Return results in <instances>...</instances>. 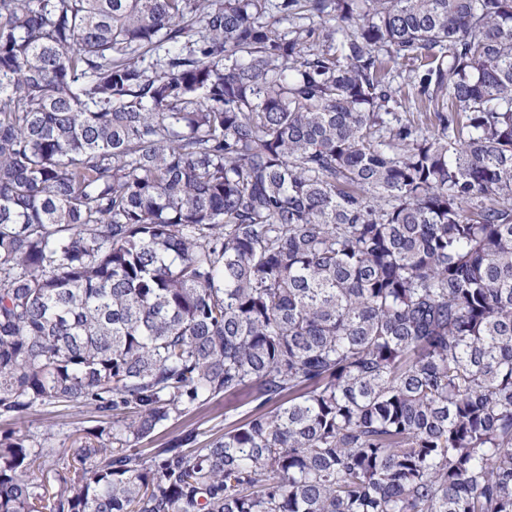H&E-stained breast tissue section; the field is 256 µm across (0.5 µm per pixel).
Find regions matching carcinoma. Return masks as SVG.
<instances>
[{"label":"carcinoma","instance_id":"1","mask_svg":"<svg viewBox=\"0 0 512 512\" xmlns=\"http://www.w3.org/2000/svg\"><path fill=\"white\" fill-rule=\"evenodd\" d=\"M60 403L0 512H512V0H0V419ZM251 407L246 392L214 399L190 414L170 422L167 428L158 431L152 441L144 442L140 448H159L171 432L179 429L195 428L200 433V441L205 443L215 436L224 434L225 427L250 415ZM98 414L89 406H42L37 409L30 418L24 423L31 431L41 435L51 433L50 442L55 446L59 442L66 440V445L70 447L72 442L83 436L85 431L101 424L98 422ZM21 423L13 421H4L0 419V432L17 428Z\"/></svg>","mask_w":512,"mask_h":512}]
</instances>
